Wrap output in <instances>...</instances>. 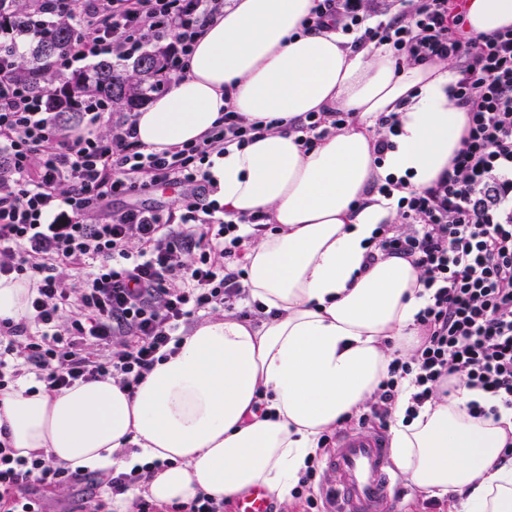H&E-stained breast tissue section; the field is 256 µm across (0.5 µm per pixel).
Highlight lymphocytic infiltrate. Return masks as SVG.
Returning a JSON list of instances; mask_svg holds the SVG:
<instances>
[{
    "instance_id": "1",
    "label": "lymphocytic infiltrate",
    "mask_w": 512,
    "mask_h": 512,
    "mask_svg": "<svg viewBox=\"0 0 512 512\" xmlns=\"http://www.w3.org/2000/svg\"><path fill=\"white\" fill-rule=\"evenodd\" d=\"M317 0L306 24L350 37L351 48L389 46L402 61L454 64L453 99L467 135L434 185L406 191L403 180L372 191L395 198L392 222L379 225L368 261L408 259L428 294L415 326L416 353L394 359L359 425L387 428L402 379L415 388V417L444 380L482 392L474 417L512 413V28L472 36L467 0ZM25 21L0 7V276L27 279L33 291L20 320H0V388L34 375L46 391L76 381L114 379L135 390L173 355L180 329L205 309L260 318L248 293L243 227L266 231L262 213H229L209 197L213 153L263 133L262 122L228 111L198 142L147 152L131 114L99 123L111 106L82 105L84 127L60 124L44 100L8 78L17 48L59 18L76 32L68 63L100 56L118 61L161 51L167 83L182 78L192 46L224 0H29ZM350 112H309L295 129L305 149L346 128ZM180 188L179 209L114 207L119 196ZM94 474L43 453L15 456L0 429V512H47L43 494L94 481Z\"/></svg>"
}]
</instances>
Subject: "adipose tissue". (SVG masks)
<instances>
[{"label": "adipose tissue", "mask_w": 512, "mask_h": 512, "mask_svg": "<svg viewBox=\"0 0 512 512\" xmlns=\"http://www.w3.org/2000/svg\"><path fill=\"white\" fill-rule=\"evenodd\" d=\"M314 6L231 0L195 41L186 75L134 116L139 141L156 152L201 139L228 109L270 123L261 138L213 156L209 172L225 210L261 212L277 226L245 248L244 285L272 318L200 322L132 393L110 378L52 394L31 380L0 388V427L17 456L41 452L73 469L148 467L160 504L253 487L279 499L320 437L355 416L396 356L418 346L419 270L396 257L363 265L378 224L394 217L370 186L391 176L422 190L447 168L467 127L448 95L455 72L306 30ZM466 26L475 36L512 27V0H471ZM337 110L355 113V124L302 148L292 123ZM391 112L400 133L379 159L376 120ZM411 393L402 384L390 427L406 483L457 494L463 512H512V415L470 416L477 394L459 385L410 419Z\"/></svg>", "instance_id": "obj_1"}]
</instances>
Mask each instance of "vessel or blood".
Segmentation results:
<instances>
[{"label":"vessel or blood","mask_w":512,"mask_h":512,"mask_svg":"<svg viewBox=\"0 0 512 512\" xmlns=\"http://www.w3.org/2000/svg\"><path fill=\"white\" fill-rule=\"evenodd\" d=\"M331 463L336 471L337 512H392L398 497L396 471L381 435L343 436ZM234 512H275L262 489L237 498Z\"/></svg>","instance_id":"1"}]
</instances>
